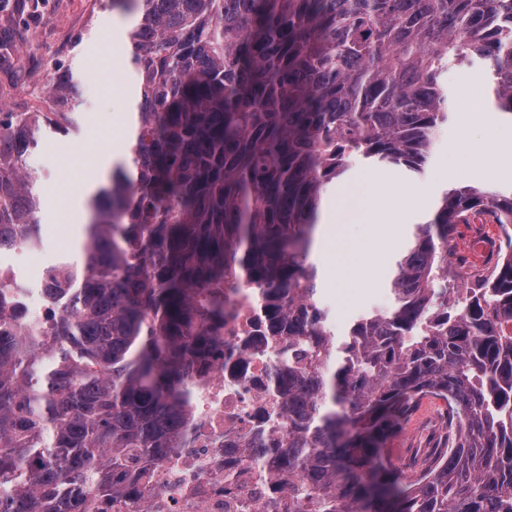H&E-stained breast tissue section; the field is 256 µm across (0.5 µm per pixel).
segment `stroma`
Masks as SVG:
<instances>
[{
    "label": "stroma",
    "instance_id": "1",
    "mask_svg": "<svg viewBox=\"0 0 512 512\" xmlns=\"http://www.w3.org/2000/svg\"><path fill=\"white\" fill-rule=\"evenodd\" d=\"M132 21V16L113 10L110 0H41L35 9L30 0H10L0 9V31L10 32L12 39L10 56L0 59V109L42 111V93L36 85L43 71L58 64L72 69L81 90L78 133L50 134L29 159L43 200L42 245L34 256L38 264L63 255L80 259L79 227L71 212L62 208L64 187L70 180L87 178L97 162L125 157L127 135L119 91L134 82L122 53ZM448 94L454 112L440 129L423 172L411 176L396 167L384 169L386 176L401 182L409 195L426 199L432 213L445 191L453 188L472 185L504 191L512 187L510 178L462 170L455 164L460 126H469L473 147L480 152L487 145L491 127L499 122L497 111L481 117L473 112L488 98L482 68L450 71ZM62 224L69 227L64 241L58 237ZM321 299L329 308L335 333L340 334L356 317L386 307L390 295L387 284L382 283L356 289L348 307L337 305L335 293L328 288L322 289ZM438 409L435 401L423 400L402 432L388 440L386 458L395 459L401 450L425 444Z\"/></svg>",
    "mask_w": 512,
    "mask_h": 512
}]
</instances>
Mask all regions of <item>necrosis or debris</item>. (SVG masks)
I'll list each match as a JSON object with an SVG mask.
<instances>
[{
  "instance_id": "4bbe7bcc",
  "label": "necrosis or debris",
  "mask_w": 512,
  "mask_h": 512,
  "mask_svg": "<svg viewBox=\"0 0 512 512\" xmlns=\"http://www.w3.org/2000/svg\"><path fill=\"white\" fill-rule=\"evenodd\" d=\"M265 319L259 287L228 291L223 350L193 367L191 421L179 447L137 469L152 492V512H244L265 503L272 455L254 464L238 453L288 431L283 398L269 388L278 366L276 344L262 330ZM228 471L240 476L229 486Z\"/></svg>"
}]
</instances>
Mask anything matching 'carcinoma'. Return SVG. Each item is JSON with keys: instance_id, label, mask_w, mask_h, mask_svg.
Masks as SVG:
<instances>
[{"instance_id": "carcinoma-1", "label": "carcinoma", "mask_w": 512, "mask_h": 512, "mask_svg": "<svg viewBox=\"0 0 512 512\" xmlns=\"http://www.w3.org/2000/svg\"><path fill=\"white\" fill-rule=\"evenodd\" d=\"M137 112L127 160L88 200L83 260L0 282V512H147L132 464L161 459L191 416L188 370L218 349L224 289L268 291L288 328L277 389L288 435L263 512H512V236L483 286L448 306L458 226L512 227V190L445 193L390 281L391 306L335 342L309 261L325 187L357 160L420 173L448 121L445 75L486 67L512 114V0H112ZM67 110L0 116V245L41 244L29 150L76 131ZM446 433L394 467L387 441L426 397ZM75 485L89 499L71 498Z\"/></svg>"}]
</instances>
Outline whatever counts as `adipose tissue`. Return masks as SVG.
<instances>
[{
	"mask_svg": "<svg viewBox=\"0 0 512 512\" xmlns=\"http://www.w3.org/2000/svg\"><path fill=\"white\" fill-rule=\"evenodd\" d=\"M366 189L354 201L342 195L326 200L319 212V232L313 250L327 287L341 298L351 289L384 279L381 265L363 266L356 255L389 252L401 237L411 216L423 203L406 196L403 187L373 170L360 174Z\"/></svg>",
	"mask_w": 512,
	"mask_h": 512,
	"instance_id": "adipose-tissue-1",
	"label": "adipose tissue"
}]
</instances>
